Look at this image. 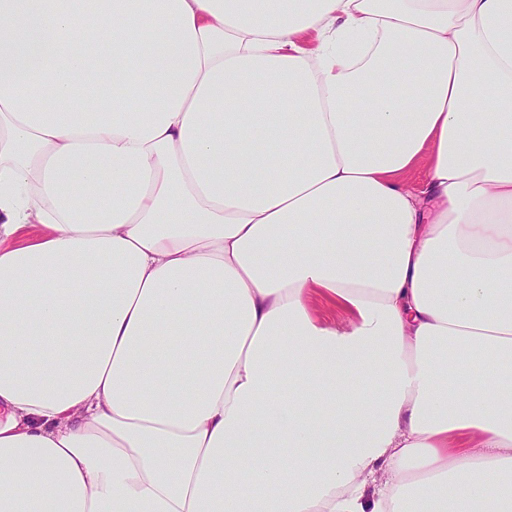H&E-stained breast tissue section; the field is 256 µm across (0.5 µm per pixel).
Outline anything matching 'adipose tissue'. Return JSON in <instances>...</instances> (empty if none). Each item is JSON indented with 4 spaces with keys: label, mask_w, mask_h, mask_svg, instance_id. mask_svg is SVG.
<instances>
[{
    "label": "adipose tissue",
    "mask_w": 512,
    "mask_h": 512,
    "mask_svg": "<svg viewBox=\"0 0 512 512\" xmlns=\"http://www.w3.org/2000/svg\"><path fill=\"white\" fill-rule=\"evenodd\" d=\"M0 512H512V0H0Z\"/></svg>",
    "instance_id": "ef3b65f1"
}]
</instances>
